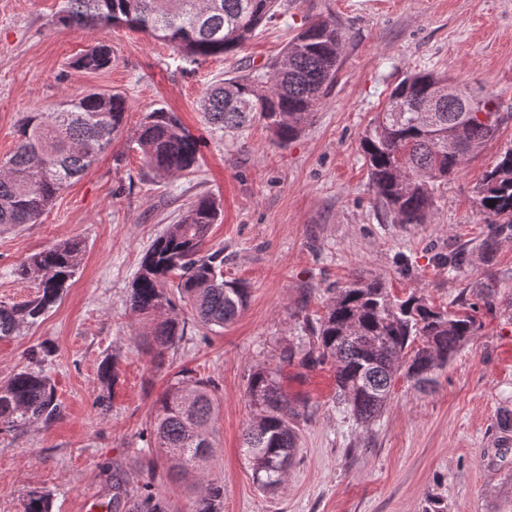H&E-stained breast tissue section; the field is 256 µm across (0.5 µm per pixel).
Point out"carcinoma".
<instances>
[{
	"label": "carcinoma",
	"mask_w": 512,
	"mask_h": 512,
	"mask_svg": "<svg viewBox=\"0 0 512 512\" xmlns=\"http://www.w3.org/2000/svg\"><path fill=\"white\" fill-rule=\"evenodd\" d=\"M278 6L279 0H62L57 22L67 28L94 24L149 32L195 63L235 54ZM344 50L345 36L335 22L313 21L289 40L283 57L209 86L200 110L211 128L225 133L257 120L274 144L284 146L313 122L336 82ZM73 66L86 71L112 67V45L92 46ZM448 81L446 75L425 70L406 76L361 140L373 190L396 224L425 223L435 207L436 185L448 182L499 131L491 99L474 94L466 84H460L464 98L438 100L436 92ZM126 112L122 95L88 91L26 113L13 153L0 159V227L37 223L112 144ZM133 140L155 179L191 173L199 161V138L163 108L145 116ZM478 209L495 224H512V147L485 173ZM219 215L210 197L189 203L179 222L146 251L131 283L129 308L149 320L140 342L157 368L184 336L182 305L190 307L201 328L213 332L232 323L247 306L246 284L224 278V250L204 251ZM83 249L79 239L60 241L14 270L35 291L21 303L0 302V340L36 324L60 300ZM479 327L466 310L437 308L415 293L398 298L381 281L358 276L333 290L324 312L304 322L307 340L285 346L280 362L333 364L339 410L367 427L386 409L398 373L420 387L432 383V375ZM47 356L45 350H31L28 365L0 383V432L50 425L61 416L54 382L43 368ZM278 374L276 367L257 366L246 380L253 416L242 447L254 481L265 488L284 482L298 444L300 412L282 391ZM215 438L211 382L183 369L157 402L143 449L147 477L133 484L112 476V512H174L154 485L161 462L197 481L191 512H224V481L205 468L214 455ZM23 512H51L48 495L28 494Z\"/></svg>",
	"instance_id": "obj_1"
}]
</instances>
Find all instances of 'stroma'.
Segmentation results:
<instances>
[{"instance_id":"obj_1","label":"stroma","mask_w":512,"mask_h":512,"mask_svg":"<svg viewBox=\"0 0 512 512\" xmlns=\"http://www.w3.org/2000/svg\"><path fill=\"white\" fill-rule=\"evenodd\" d=\"M61 0H0V159L17 141L23 113L85 89L127 100L112 145L57 197L38 223L0 230V301L32 297L13 270L64 239L84 244L80 267L40 323L0 340V382L33 348L51 352L47 371L63 414L0 433V512H23L29 493L49 494L52 512H112V475L137 479L157 399L181 369L211 380L218 405L213 475L224 480V512H512V226L485 223L477 190L512 146V0H281L237 54L189 64L146 32L56 25ZM332 19L346 35L336 82L312 124L288 146L261 123L213 131L203 91L283 52L308 22ZM110 68L90 73L73 60L99 42ZM445 74L491 97L498 137L441 186L424 224H396L378 204L360 149L367 126L407 74ZM176 113L201 140L196 170L173 180L149 175L132 142L155 109ZM216 198L221 217L207 245L224 251V275L250 288L245 311L223 331L187 320L156 369L140 346L143 321L128 292L156 237L184 203ZM496 236L494 253L482 243ZM464 252L459 272L441 256ZM379 279L398 297L423 294L455 310L474 305L481 327L432 388L396 379L391 400L361 428L336 407L335 369L293 362L282 386L301 413L298 451L281 488L253 479L242 450L250 409L249 370L276 366L305 317L322 314L329 288L355 275ZM115 364V384L99 376Z\"/></svg>"}]
</instances>
